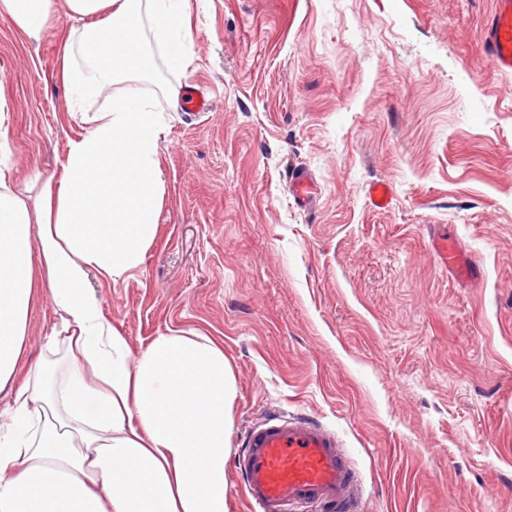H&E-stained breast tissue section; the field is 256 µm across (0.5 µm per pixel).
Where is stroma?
Returning <instances> with one entry per match:
<instances>
[{
	"instance_id": "1",
	"label": "stroma",
	"mask_w": 512,
	"mask_h": 512,
	"mask_svg": "<svg viewBox=\"0 0 512 512\" xmlns=\"http://www.w3.org/2000/svg\"><path fill=\"white\" fill-rule=\"evenodd\" d=\"M495 0H186L190 39L140 89L163 129L158 229L138 267L86 286L131 355L169 330L224 347L235 377L230 448L274 412L317 417L344 441L363 512H512V74L481 39ZM74 22L58 6L38 45L0 20L11 180L60 173L83 113L59 75ZM198 84L212 108L186 112ZM316 178L297 208L286 174ZM385 180L391 204L371 205ZM449 231L473 284L434 256ZM63 314L30 307L22 367Z\"/></svg>"
}]
</instances>
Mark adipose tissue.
I'll return each instance as SVG.
<instances>
[{
    "label": "adipose tissue",
    "mask_w": 512,
    "mask_h": 512,
    "mask_svg": "<svg viewBox=\"0 0 512 512\" xmlns=\"http://www.w3.org/2000/svg\"><path fill=\"white\" fill-rule=\"evenodd\" d=\"M58 0H0V20L39 41ZM80 22L61 79L73 102L124 83L88 118L35 205L0 172V389L14 412L0 431V512H227L235 378L223 347L173 330L137 357L85 282L115 280L152 244L162 173L160 126L136 84L155 67L143 17L181 63L185 0H65ZM44 272L69 336L67 373L19 368L34 275Z\"/></svg>",
    "instance_id": "adipose-tissue-1"
}]
</instances>
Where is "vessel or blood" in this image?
<instances>
[{
  "instance_id": "1",
  "label": "vessel or blood",
  "mask_w": 512,
  "mask_h": 512,
  "mask_svg": "<svg viewBox=\"0 0 512 512\" xmlns=\"http://www.w3.org/2000/svg\"><path fill=\"white\" fill-rule=\"evenodd\" d=\"M483 46L491 66L512 74V0H497L485 25ZM288 191L296 207L309 209L317 196L312 178L294 171ZM433 249L459 281L477 267L454 236L440 235ZM235 467L253 512H362L364 487L336 432L304 414H276L246 432Z\"/></svg>"
}]
</instances>
